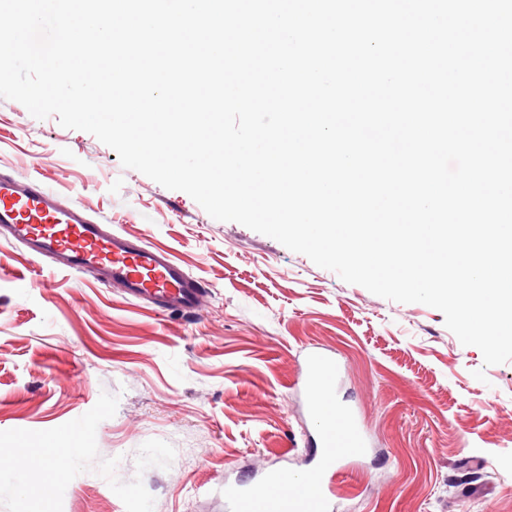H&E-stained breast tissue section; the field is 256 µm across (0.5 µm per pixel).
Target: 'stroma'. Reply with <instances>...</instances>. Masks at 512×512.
<instances>
[{
    "label": "stroma",
    "mask_w": 512,
    "mask_h": 512,
    "mask_svg": "<svg viewBox=\"0 0 512 512\" xmlns=\"http://www.w3.org/2000/svg\"><path fill=\"white\" fill-rule=\"evenodd\" d=\"M0 171L44 180L100 223L169 249L208 288L200 315L180 321L0 237V431L51 429L115 394L99 459L119 458L121 481L141 478L154 512H227L225 486L309 470L310 449L281 450L315 431L291 382L317 348L340 365L337 398L369 441L343 459L330 512H512V362L485 365L438 309L376 296L215 220L92 134L4 98ZM150 439L176 455L140 474ZM63 512L125 506L87 471Z\"/></svg>",
    "instance_id": "35a3bbf8"
}]
</instances>
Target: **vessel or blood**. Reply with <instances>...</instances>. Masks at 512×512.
I'll use <instances>...</instances> for the list:
<instances>
[{
    "label": "vessel or blood",
    "instance_id": "b4317fda",
    "mask_svg": "<svg viewBox=\"0 0 512 512\" xmlns=\"http://www.w3.org/2000/svg\"><path fill=\"white\" fill-rule=\"evenodd\" d=\"M0 232L22 244L32 260L123 288L128 297L150 302L165 314L193 317L202 309L204 284L169 251L97 223L82 207L30 178L0 173ZM338 372L334 357L313 350L296 380L310 401L316 422L312 445L320 450L306 476L308 491L292 493L281 472L273 471L264 478L267 497L253 489L225 487L230 512H328L342 449L360 452L367 446L352 410L340 406L329 416L315 400L321 389H333Z\"/></svg>",
    "mask_w": 512,
    "mask_h": 512
}]
</instances>
